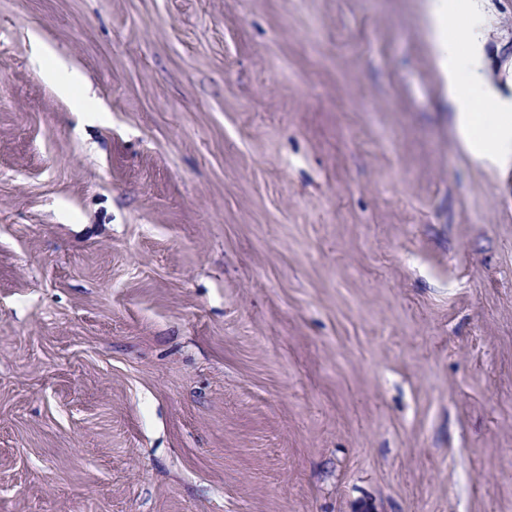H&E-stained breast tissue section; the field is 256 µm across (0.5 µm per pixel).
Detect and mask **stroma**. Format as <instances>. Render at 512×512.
<instances>
[{
	"mask_svg": "<svg viewBox=\"0 0 512 512\" xmlns=\"http://www.w3.org/2000/svg\"><path fill=\"white\" fill-rule=\"evenodd\" d=\"M426 2L0 0V512H512V175ZM36 55L40 60L45 62L49 59L52 60V63L48 62L49 64L46 65L44 71L45 75L50 81L57 84L61 93L69 95L72 92L73 87L78 83L79 76L75 72H70L62 78L59 71L64 66L56 60L52 51L48 47L38 42L36 43Z\"/></svg>",
	"mask_w": 512,
	"mask_h": 512,
	"instance_id": "obj_1",
	"label": "stroma"
}]
</instances>
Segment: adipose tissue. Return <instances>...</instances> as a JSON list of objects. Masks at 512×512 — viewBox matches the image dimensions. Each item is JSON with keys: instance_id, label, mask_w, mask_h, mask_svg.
<instances>
[{"instance_id": "obj_1", "label": "adipose tissue", "mask_w": 512, "mask_h": 512, "mask_svg": "<svg viewBox=\"0 0 512 512\" xmlns=\"http://www.w3.org/2000/svg\"><path fill=\"white\" fill-rule=\"evenodd\" d=\"M427 19L437 64L456 105V131L488 167L512 171V101L483 78L481 28L475 0H428Z\"/></svg>"}]
</instances>
